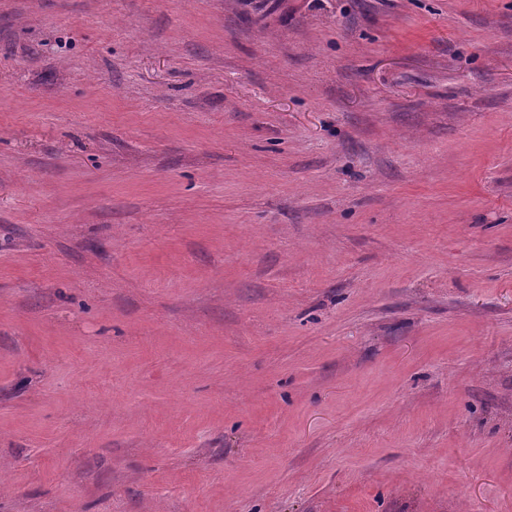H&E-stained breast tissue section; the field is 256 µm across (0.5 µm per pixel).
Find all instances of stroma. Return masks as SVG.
<instances>
[{"label":"stroma","mask_w":512,"mask_h":512,"mask_svg":"<svg viewBox=\"0 0 512 512\" xmlns=\"http://www.w3.org/2000/svg\"><path fill=\"white\" fill-rule=\"evenodd\" d=\"M0 512H512V0H0Z\"/></svg>","instance_id":"obj_1"}]
</instances>
